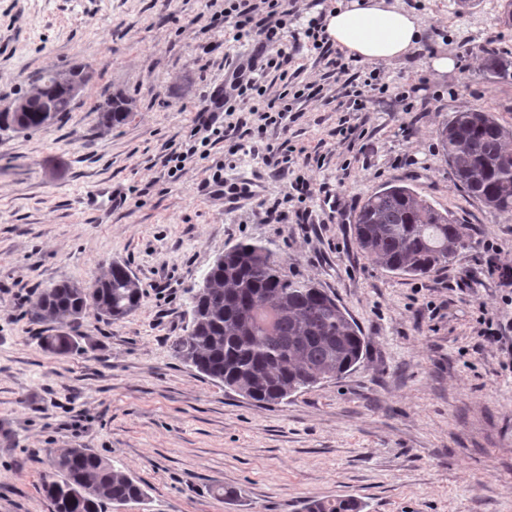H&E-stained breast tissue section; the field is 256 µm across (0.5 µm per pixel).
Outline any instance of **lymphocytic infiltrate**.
I'll use <instances>...</instances> for the list:
<instances>
[{
	"mask_svg": "<svg viewBox=\"0 0 512 512\" xmlns=\"http://www.w3.org/2000/svg\"><path fill=\"white\" fill-rule=\"evenodd\" d=\"M209 29L228 32L236 42L256 39L259 48L267 55L261 68H232L230 88L237 97H246L248 92H256L262 103L251 106L249 118L237 117L236 122L226 123L218 115L211 113L209 105H202L198 124L204 128V137L189 136L184 145H169L161 157V165L169 179L180 180L191 169L193 160L202 148L227 140L233 141L236 148L255 144L268 129L285 127L293 101L307 97H317L319 86L306 83L295 92L281 90L269 93L261 80L262 74L281 70L288 57L282 46L283 34L288 26V12L282 7V0H207Z\"/></svg>",
	"mask_w": 512,
	"mask_h": 512,
	"instance_id": "f902f5d3",
	"label": "lymphocytic infiltrate"
}]
</instances>
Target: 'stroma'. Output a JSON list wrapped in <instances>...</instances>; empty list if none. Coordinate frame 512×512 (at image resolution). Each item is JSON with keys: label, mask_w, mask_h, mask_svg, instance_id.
<instances>
[{"label": "stroma", "mask_w": 512, "mask_h": 512, "mask_svg": "<svg viewBox=\"0 0 512 512\" xmlns=\"http://www.w3.org/2000/svg\"><path fill=\"white\" fill-rule=\"evenodd\" d=\"M504 0H399L423 22L404 59L353 61L350 76L296 52L289 71L321 95L265 141L292 148L291 174L311 177L312 221L298 223L278 175L227 143L167 181L158 161L181 143L225 55L250 44L208 32L202 0H0V112L39 72L89 76L69 112L34 132L0 130V512H53L41 490L48 449H91L143 489L106 512H305L315 499L354 498L362 512H512V372L499 346L478 348L480 306L501 309L512 273L490 269L486 241L512 256V220L456 185L438 130L481 107L512 126V76L486 70V44L512 62ZM211 53H204V46ZM456 60L448 73L430 57ZM361 86L360 101L345 92ZM121 92L128 120L104 127L96 100ZM355 130L343 141L342 126ZM223 164L257 196L232 210L200 185ZM404 185L468 225L466 248L423 276L364 255L354 215L368 194ZM125 195L108 217L83 204L103 186ZM339 199L323 202V188ZM280 203L285 219L264 220ZM269 247L288 275L330 291L359 325L364 358L338 379L267 405L175 358L190 296L238 243ZM127 265L143 298L120 321L86 315L81 351L57 355L32 318L38 292L90 283Z\"/></svg>", "instance_id": "35a3bbf8"}]
</instances>
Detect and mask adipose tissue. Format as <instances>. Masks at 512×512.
<instances>
[{
    "mask_svg": "<svg viewBox=\"0 0 512 512\" xmlns=\"http://www.w3.org/2000/svg\"><path fill=\"white\" fill-rule=\"evenodd\" d=\"M324 25L331 42L362 62L405 58L421 35L420 21L386 0H349L328 13Z\"/></svg>",
    "mask_w": 512,
    "mask_h": 512,
    "instance_id": "1",
    "label": "adipose tissue"
}]
</instances>
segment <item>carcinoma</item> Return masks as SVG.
Here are the masks:
<instances>
[{
  "label": "carcinoma",
  "mask_w": 512,
  "mask_h": 512,
  "mask_svg": "<svg viewBox=\"0 0 512 512\" xmlns=\"http://www.w3.org/2000/svg\"><path fill=\"white\" fill-rule=\"evenodd\" d=\"M33 101L51 105L55 116L68 111L74 96L50 71L36 78ZM97 110L120 124L128 113L110 97ZM0 122L20 131L45 127L42 113L8 112ZM456 183L466 195L512 218V128L481 108L457 112L439 130ZM359 248L383 268L423 275L448 263L465 248V227L405 186L372 192L354 224ZM201 296L191 297V325L172 343L174 355L197 372L255 402L278 404L327 379L338 378L360 362L364 339L336 298L312 282L284 272L268 247L240 242L218 257L203 279ZM142 294L122 264H112L95 287L59 283L41 290L34 303L38 319L60 332L42 337L59 355L80 349L73 335L93 311L110 320L134 313ZM53 473L42 483L53 512H102L107 502H139L142 488L88 448H53ZM354 499L311 500L305 512H361Z\"/></svg>",
  "instance_id": "carcinoma-1"
}]
</instances>
